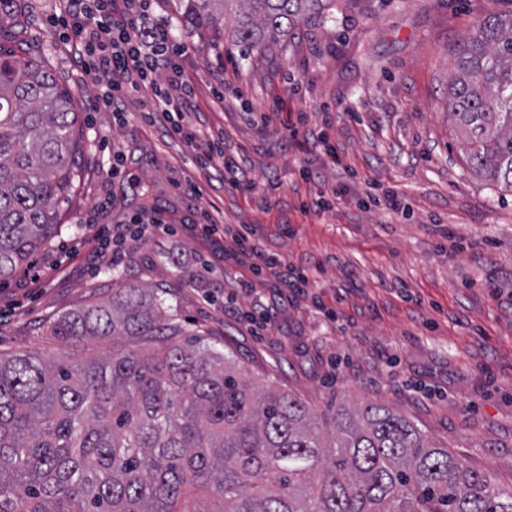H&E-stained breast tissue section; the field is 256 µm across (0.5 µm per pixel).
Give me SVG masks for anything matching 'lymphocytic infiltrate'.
<instances>
[{"label":"lymphocytic infiltrate","mask_w":512,"mask_h":512,"mask_svg":"<svg viewBox=\"0 0 512 512\" xmlns=\"http://www.w3.org/2000/svg\"><path fill=\"white\" fill-rule=\"evenodd\" d=\"M65 14L53 16L75 49V63L100 89L96 107L119 111L125 91L150 86L158 112L174 133L195 138L194 90L184 76L182 47L170 28L148 22L151 0H66Z\"/></svg>","instance_id":"f902f5d3"}]
</instances>
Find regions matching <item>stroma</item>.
I'll list each match as a JSON object with an SVG mask.
<instances>
[{
	"label": "stroma",
	"mask_w": 512,
	"mask_h": 512,
	"mask_svg": "<svg viewBox=\"0 0 512 512\" xmlns=\"http://www.w3.org/2000/svg\"><path fill=\"white\" fill-rule=\"evenodd\" d=\"M62 5L25 0L23 40L5 46L40 53L75 88L88 153L60 208L68 231L0 283V354L70 358L44 325L149 286L258 385L319 412L343 394L390 407L512 486V193L469 171L448 114L457 41L487 12L512 14V0H346L245 60L181 34L199 112L191 143L145 122L148 88L130 93L121 117L94 110L96 86L49 23ZM216 138L237 173L196 165ZM389 191L407 211L386 205ZM213 205L280 268L258 271L230 236L205 235ZM135 216L176 233L101 245V229Z\"/></svg>",
	"instance_id": "1"
}]
</instances>
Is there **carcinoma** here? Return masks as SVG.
Masks as SVG:
<instances>
[{"instance_id": "1", "label": "carcinoma", "mask_w": 512, "mask_h": 512, "mask_svg": "<svg viewBox=\"0 0 512 512\" xmlns=\"http://www.w3.org/2000/svg\"><path fill=\"white\" fill-rule=\"evenodd\" d=\"M236 5L247 57L323 21L336 0H175L187 33ZM20 0H0V37ZM448 114L466 164L512 192V16L487 13L454 48ZM86 138L74 90L45 61L0 51V280L60 235ZM147 288L50 321L73 345H137L51 363L0 355V512H512V487L430 445L387 407L341 402L319 425L295 395L258 388Z\"/></svg>"}]
</instances>
